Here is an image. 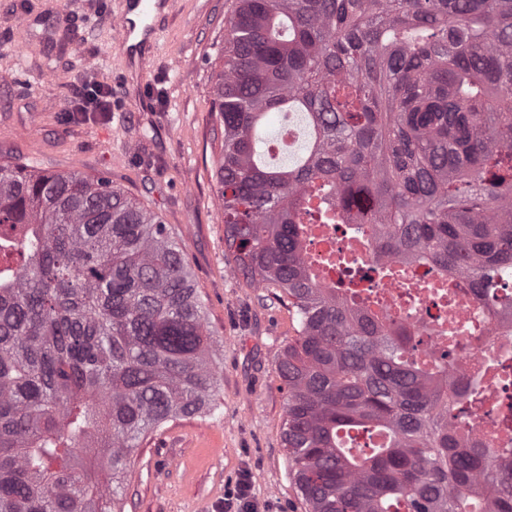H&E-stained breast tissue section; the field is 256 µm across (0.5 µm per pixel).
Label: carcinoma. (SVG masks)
I'll return each mask as SVG.
<instances>
[{"label":"carcinoma","mask_w":512,"mask_h":512,"mask_svg":"<svg viewBox=\"0 0 512 512\" xmlns=\"http://www.w3.org/2000/svg\"><path fill=\"white\" fill-rule=\"evenodd\" d=\"M212 112L224 240L296 320L277 369L305 512H512V451L460 436L478 382L323 282L310 224L381 275L512 305V0H232ZM306 153L260 161L270 113ZM183 248L106 177L0 164V512H124L142 443L222 380ZM458 378L448 387L449 374Z\"/></svg>","instance_id":"obj_1"}]
</instances>
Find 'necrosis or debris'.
Segmentation results:
<instances>
[{"label":"necrosis or debris","mask_w":512,"mask_h":512,"mask_svg":"<svg viewBox=\"0 0 512 512\" xmlns=\"http://www.w3.org/2000/svg\"><path fill=\"white\" fill-rule=\"evenodd\" d=\"M308 254L329 283L341 279L343 268L364 271L376 261L340 223L312 225ZM359 289L371 315L409 327L419 359L434 361L451 352L455 366L480 381L461 432L495 436L498 447L512 450V391L504 385L512 377V314L491 318L474 301L466 279L440 277L425 263L411 265L400 278L361 282Z\"/></svg>","instance_id":"4bbe7bcc"}]
</instances>
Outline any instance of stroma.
Segmentation results:
<instances>
[{
	"mask_svg": "<svg viewBox=\"0 0 512 512\" xmlns=\"http://www.w3.org/2000/svg\"><path fill=\"white\" fill-rule=\"evenodd\" d=\"M228 0H174L159 13L150 70L113 42L118 0H0V162L104 176L175 229L222 349L224 380L206 417L166 424L139 448L125 512H224L248 482L255 512H305L282 441L277 362L296 325L247 286L224 244L212 114ZM111 111L70 115L86 72Z\"/></svg>",
	"mask_w": 512,
	"mask_h": 512,
	"instance_id": "obj_1",
	"label": "stroma"
}]
</instances>
